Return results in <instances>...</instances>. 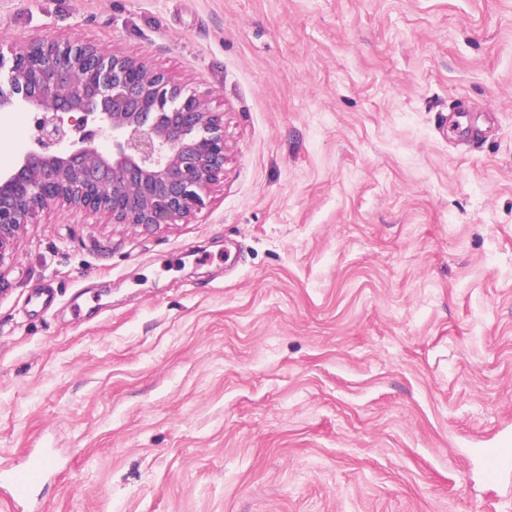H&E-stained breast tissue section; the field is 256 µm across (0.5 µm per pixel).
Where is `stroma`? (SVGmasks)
Returning a JSON list of instances; mask_svg holds the SVG:
<instances>
[{"label": "stroma", "mask_w": 512, "mask_h": 512, "mask_svg": "<svg viewBox=\"0 0 512 512\" xmlns=\"http://www.w3.org/2000/svg\"><path fill=\"white\" fill-rule=\"evenodd\" d=\"M36 38L144 57L228 146L191 218L11 241L37 512H512L473 453L512 448V0H0V54Z\"/></svg>", "instance_id": "1"}]
</instances>
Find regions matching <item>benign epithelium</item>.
I'll return each instance as SVG.
<instances>
[{"label": "benign epithelium", "instance_id": "7a95c632", "mask_svg": "<svg viewBox=\"0 0 512 512\" xmlns=\"http://www.w3.org/2000/svg\"><path fill=\"white\" fill-rule=\"evenodd\" d=\"M0 112L32 115L31 147L0 167V268L51 205L149 228L202 211L224 175L223 113L142 57L34 40L0 55Z\"/></svg>", "mask_w": 512, "mask_h": 512}]
</instances>
